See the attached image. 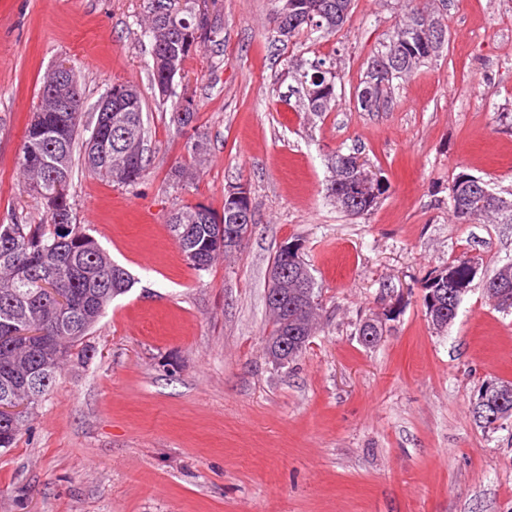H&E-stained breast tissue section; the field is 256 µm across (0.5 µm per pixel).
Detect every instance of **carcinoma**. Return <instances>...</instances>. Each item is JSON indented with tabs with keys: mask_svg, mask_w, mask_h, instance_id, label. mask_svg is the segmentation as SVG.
I'll use <instances>...</instances> for the list:
<instances>
[{
	"mask_svg": "<svg viewBox=\"0 0 512 512\" xmlns=\"http://www.w3.org/2000/svg\"><path fill=\"white\" fill-rule=\"evenodd\" d=\"M150 0L145 33L151 44V56L169 59L173 72L151 66L150 82L162 100L171 101V121L183 128L177 118L187 105V121L196 120L198 104L185 94L171 90L159 93V87L177 84L183 78L186 60L206 43L220 41L222 26L209 20V0ZM352 0H297L288 32L280 34L287 41L301 32L333 35L348 18ZM169 11L176 19L186 21L182 31L174 32L159 25L161 16ZM447 15L429 9L427 16L419 8H411L403 22L395 28L389 42L378 56L393 50L403 54L402 63L388 77L379 78L366 72L354 94V107L360 112H377L391 101L393 80L408 76L417 67L432 59L428 44L432 32L447 37ZM213 22L211 34L195 36V31ZM337 80L333 66L323 59L296 63V85L288 89V97H296L309 112L321 115L331 111L337 101ZM127 100H112V111L99 112L90 136L80 141L83 98L76 92L70 112H35L26 128L21 147L20 167L25 175L26 189L44 201V222L20 224L0 222V405H24L11 418H0V448L13 447L26 429L31 410L46 396L62 364L80 358L86 337L103 317L112 300L133 286L130 275L112 263L110 257L84 227L75 223L69 202L74 153L82 146L85 168L99 178L122 186L139 182L149 164L146 148L137 153L124 152L123 135L131 134L145 144L144 106L138 88L129 83ZM337 159L327 160L330 176L326 196L336 200V188L346 183H361L360 176L369 172L348 167L344 176L336 178V162L353 163L357 156L341 152ZM484 180L469 174L459 175L448 188V206L456 220L468 222L479 217L512 221V200L496 194L484 195L471 188V182ZM383 181L371 184L359 200L339 209L350 216L370 212L385 192ZM171 232L184 254H193L192 265L199 271L207 269L221 255L216 247L218 225L225 223L203 206H186L174 210L168 220ZM477 264L471 257L453 260L448 267L431 273L425 290L448 288V280L463 287L449 297L444 306L431 312L429 296H424L426 314L439 326L447 328L457 317L459 307L469 292ZM303 285L295 287L288 280L283 292L288 303L296 307L286 313L269 309L272 324L270 336L275 338L274 359L294 361L306 349L319 326L320 294L315 278L303 265ZM484 291L497 308L512 312V263L500 267L484 281ZM62 297L59 302L56 297ZM31 329L43 332L38 343L30 345L22 338Z\"/></svg>",
	"mask_w": 512,
	"mask_h": 512,
	"instance_id": "carcinoma-1",
	"label": "carcinoma"
}]
</instances>
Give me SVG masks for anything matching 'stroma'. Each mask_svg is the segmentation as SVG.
Listing matches in <instances>:
<instances>
[{
  "label": "stroma",
  "mask_w": 512,
  "mask_h": 512,
  "mask_svg": "<svg viewBox=\"0 0 512 512\" xmlns=\"http://www.w3.org/2000/svg\"><path fill=\"white\" fill-rule=\"evenodd\" d=\"M148 0H0V221L39 224L19 165L25 128L56 63L75 68L84 123L115 82L144 100L150 165L114 185L75 165L70 203L135 279L59 369L16 447L0 449V512H512V419L495 430L471 407L512 382V315L474 281L447 332L423 304L431 272L461 255L492 274L512 262V223H459L461 173L512 195V0H447L448 43L393 103L360 112L354 93L408 0H353L335 35L280 40L277 0H218L220 45L185 63L193 126L171 121L149 79ZM325 59L335 108L287 99L290 64ZM204 137L196 162L191 144ZM359 152L387 190L352 217L325 195L326 158ZM197 169L174 186L177 165ZM249 191L242 245L195 269L168 218L220 214L225 187ZM301 246L321 290L320 328L278 367L266 352L268 270ZM392 310L380 343L359 322Z\"/></svg>",
  "instance_id": "obj_1"
}]
</instances>
